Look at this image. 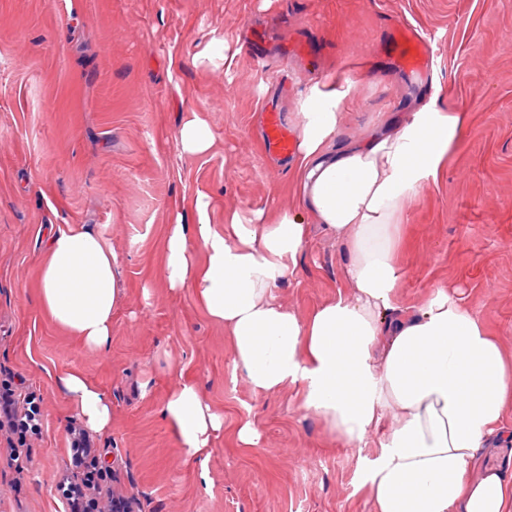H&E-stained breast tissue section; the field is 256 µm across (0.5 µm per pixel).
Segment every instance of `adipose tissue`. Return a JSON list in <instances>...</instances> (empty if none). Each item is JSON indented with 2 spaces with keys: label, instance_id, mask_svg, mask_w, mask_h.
Returning <instances> with one entry per match:
<instances>
[{
  "label": "adipose tissue",
  "instance_id": "obj_1",
  "mask_svg": "<svg viewBox=\"0 0 512 512\" xmlns=\"http://www.w3.org/2000/svg\"><path fill=\"white\" fill-rule=\"evenodd\" d=\"M345 97L334 84L314 86L298 114L295 182L305 215L259 209L247 220L233 211L217 226L209 195L199 193L196 223L178 217L167 227L162 275L170 289H192L223 325L233 369L254 395L296 384L304 408L347 445L366 446L380 432L367 477L375 512H512V457L473 469L488 443L512 442V357L445 291L408 315L396 300L405 204L437 178L464 115L426 107L401 130L370 132L337 152ZM177 143L199 156L214 135L191 112ZM311 222L347 241L354 293L302 318L276 290L296 274ZM37 293L52 323L87 349L108 347L122 290L101 234L83 224L53 230ZM58 385L89 429L108 431L112 404L97 383L72 369ZM161 415L188 461L209 456L224 433L223 415L191 380L168 394Z\"/></svg>",
  "mask_w": 512,
  "mask_h": 512
}]
</instances>
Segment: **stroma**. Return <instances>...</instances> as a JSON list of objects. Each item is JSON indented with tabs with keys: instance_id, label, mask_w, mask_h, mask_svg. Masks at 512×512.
Here are the masks:
<instances>
[{
	"instance_id": "1",
	"label": "stroma",
	"mask_w": 512,
	"mask_h": 512,
	"mask_svg": "<svg viewBox=\"0 0 512 512\" xmlns=\"http://www.w3.org/2000/svg\"><path fill=\"white\" fill-rule=\"evenodd\" d=\"M404 20L433 36L429 72L379 61ZM260 24L264 46L244 49ZM512 0H0V391L38 409V433L0 430V512H71L72 429L83 422L57 378L82 370L112 402L89 432L99 507L133 512H374L358 449L330 436L297 386L257 397L235 375L223 326L191 289L162 276L176 213L193 223L198 191L213 223L257 209L300 212L292 161L264 150L257 116L276 106L297 129L319 82L346 88L337 145L393 130L432 105L465 115L437 181L404 211L398 304L417 312L443 290L477 313L512 354ZM312 44L318 66L288 51ZM202 113L215 137L181 155V118ZM86 224L118 258L123 304L107 350L79 346L38 304L45 233ZM348 250L308 227L298 274L278 290L307 316L352 295ZM224 416L205 462L184 461L160 408L181 375ZM251 417L260 448H238Z\"/></svg>"
}]
</instances>
